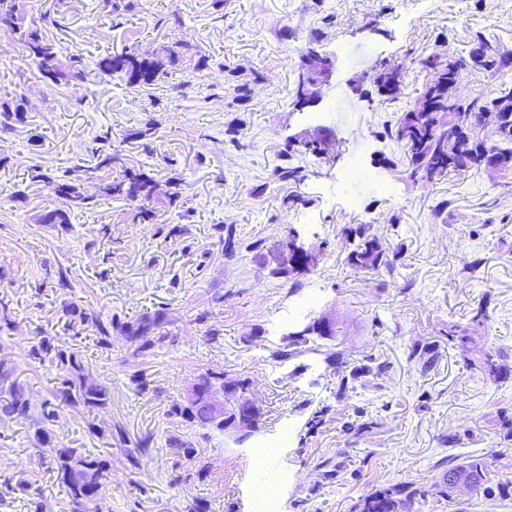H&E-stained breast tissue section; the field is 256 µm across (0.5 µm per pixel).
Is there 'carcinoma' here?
<instances>
[{
	"mask_svg": "<svg viewBox=\"0 0 512 512\" xmlns=\"http://www.w3.org/2000/svg\"><path fill=\"white\" fill-rule=\"evenodd\" d=\"M57 26V20L49 16L40 24L26 21L21 0H0V29L17 35L27 57L38 72L55 83H69L88 78L79 56L64 55L56 39L50 36V28ZM167 63L173 64L177 57L167 48H162ZM165 63V64H167ZM165 64H157L150 57H139L123 51L100 58L96 63L97 75H118L130 88L145 90L157 85L167 77ZM421 66L430 72V78L421 95L406 110L401 112L395 123L386 127L385 135L394 141L403 151L406 172L415 181L432 182L449 173H463L482 167V159L489 155L512 170V118L505 120L496 130L493 143L479 138L475 129L459 133L444 120L448 111L464 108L473 114L475 125H481L484 113L491 109H507L512 114V93L484 97L465 98L460 96L457 85L460 73L471 66L492 75L507 74L512 71V57L501 53L480 35L473 38V47L469 60L458 59L453 55L426 58ZM23 116V102L5 105L0 108V132L9 131L13 123ZM457 139L461 150L448 153V140ZM107 170L98 176L100 193L105 197L121 199L131 207L133 219L146 221L151 219L152 211L148 204L152 201L157 183L144 171L125 166L121 150L118 148L104 155L94 166H75L59 176L51 177L39 166L27 170V179L32 183H44L63 200L64 207L49 210L39 217L43 224L71 223V218L96 206L95 197L82 190L85 180L100 170ZM343 235L352 245L348 257L353 266L363 271L393 269L394 259L390 257V248L371 232L368 224L349 226ZM57 323L62 333L49 334L37 331V339L28 350L29 358L48 361L58 370L56 386L52 399L42 403L39 412L32 411L28 392L15 376V368L10 356L0 353V422L23 419L29 421L33 429L34 453L56 473L67 497L68 512H97L96 503L105 487L107 472L111 462L85 448H72L56 440L55 423L59 419V404H64L88 413L106 409L111 401L110 389L87 377V370L74 348V342L82 332L91 328L95 332L97 344L104 350L112 348V337L117 334L130 343V357L143 359L148 352L155 350L168 341V336L160 333L164 323V313L157 311L145 313L131 321H114L112 317L100 312L90 311L75 300H64L55 309ZM14 322L11 319L8 303L0 300V340L11 335ZM333 326L309 324L305 333L298 337L285 336V348L278 351L276 357L288 358L300 353V348L314 344V350H320L317 341L332 339ZM388 368L384 362L369 356L366 362L354 367L349 376L341 379L340 395L349 390L350 382L360 378L383 375ZM227 373L207 369L193 375L196 399L182 402L171 407L170 413L180 415L204 429L220 428L215 423L212 412L205 400L206 395ZM169 446L175 449L177 457L189 462L196 460L194 446L180 439H172ZM442 481L429 488L411 486L402 483L380 485L371 489L359 499L355 512H414L415 505L424 502L430 496L452 498L454 492L448 488V480L478 477L474 490L477 496H512V487L508 485L492 486L485 480L486 462L481 456H471L462 462L450 458L443 461ZM5 492L16 491L26 496L27 512H51L50 506L38 491H31V485L23 478L4 481Z\"/></svg>",
	"mask_w": 512,
	"mask_h": 512,
	"instance_id": "obj_1",
	"label": "carcinoma"
}]
</instances>
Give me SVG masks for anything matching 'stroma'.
Returning a JSON list of instances; mask_svg holds the SVG:
<instances>
[{
    "label": "stroma",
    "mask_w": 512,
    "mask_h": 512,
    "mask_svg": "<svg viewBox=\"0 0 512 512\" xmlns=\"http://www.w3.org/2000/svg\"><path fill=\"white\" fill-rule=\"evenodd\" d=\"M25 2L29 20L57 13L56 39L82 56L90 76L43 78L17 37L0 30V100L25 107L24 121L0 133V269L9 277L0 298L16 320V375L41 405L57 370L28 363L24 352L38 329L53 331L64 299L123 320L165 311L171 338L141 361L120 337L108 351L89 338L77 343L112 403L92 416L61 407L55 433L68 446L111 454L101 512H187L199 501L209 512H352L372 486L437 483L449 455L484 457L494 482L512 484V172L417 183L383 136L424 88L421 59L468 58L477 33L512 51V0H135L117 15L101 0ZM174 14L181 26H166ZM314 37L335 54L336 71L318 102L300 107L299 51ZM162 45L177 61L148 91L93 73L104 55ZM387 62L404 69L394 102L366 79ZM148 122L150 139L136 138ZM305 129L329 138L334 154L294 142ZM107 132L127 165H147L161 182L180 178V202L155 200L144 223L115 199L67 227L38 223L62 202L24 181L29 167L57 174L93 165L89 150ZM282 166L300 170L301 181H279ZM353 224L371 225L398 249L393 270L351 266L342 231ZM293 232L319 250L318 262L277 274ZM59 265L70 287L47 277ZM321 315L333 321L343 363L314 351L273 358L285 334ZM458 326L468 329L467 344L451 340ZM417 342L428 351L409 358ZM489 353L504 377L480 369ZM369 355L388 362L386 373L338 397L342 376ZM205 367L253 383L263 428L242 445L203 438L168 413ZM319 411L322 424L307 433ZM92 422L112 427V439L92 436ZM364 422L368 430L355 432ZM29 434L25 421L0 422V479L23 475L52 512H67ZM149 434L154 442L139 454ZM173 436L193 442L203 468L187 484L176 480ZM328 464L339 469L330 481ZM419 512H512V497L462 492L451 502L431 498Z\"/></svg>",
    "instance_id": "obj_1"
}]
</instances>
